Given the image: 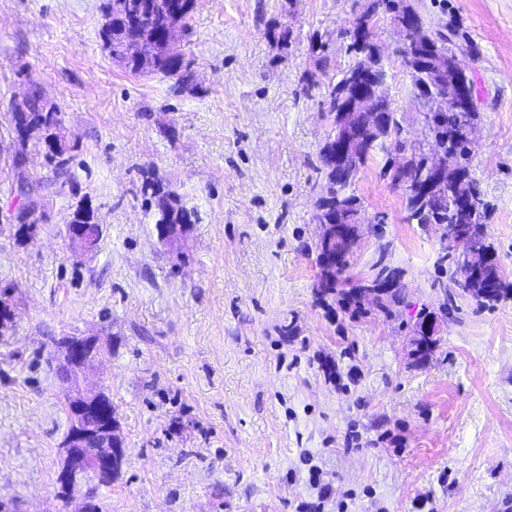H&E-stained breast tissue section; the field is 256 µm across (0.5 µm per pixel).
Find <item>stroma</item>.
I'll list each match as a JSON object with an SVG mask.
<instances>
[{
    "mask_svg": "<svg viewBox=\"0 0 512 512\" xmlns=\"http://www.w3.org/2000/svg\"><path fill=\"white\" fill-rule=\"evenodd\" d=\"M102 0H0V503L13 512H512V298L467 296L439 317L427 356L411 345L449 282L437 227L405 220L374 153L354 186L364 236L333 291L318 286L320 150L328 85L347 67L367 0H196L179 50L192 78L113 61ZM429 32L464 52L478 111L469 170L512 283V0H407ZM288 28L282 49L274 30ZM391 107L424 142L423 108L391 51ZM61 120L71 180L18 98ZM155 171L192 224L159 240L141 191ZM36 199L30 233L17 215ZM87 202L102 226L91 253L67 222ZM398 271L391 315L354 317L343 292L378 256ZM65 336L102 346L85 385L109 395L124 441L119 474L58 481L66 380L46 358ZM358 435L349 445L346 435ZM328 473L319 499L310 467Z\"/></svg>",
    "mask_w": 512,
    "mask_h": 512,
    "instance_id": "stroma-1",
    "label": "stroma"
}]
</instances>
